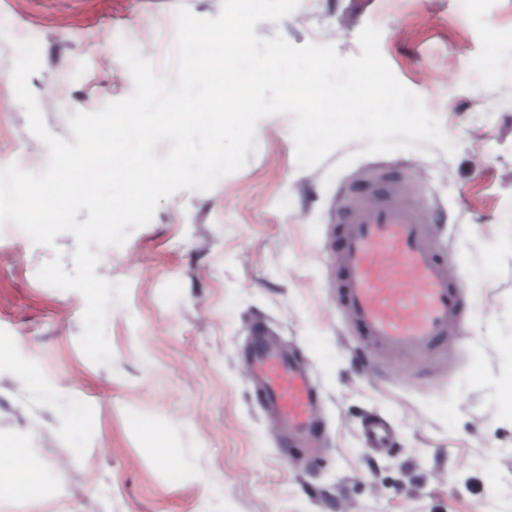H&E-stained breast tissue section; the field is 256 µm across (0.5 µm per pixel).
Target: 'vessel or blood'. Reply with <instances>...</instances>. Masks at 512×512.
Wrapping results in <instances>:
<instances>
[{
	"instance_id": "obj_1",
	"label": "vessel or blood",
	"mask_w": 512,
	"mask_h": 512,
	"mask_svg": "<svg viewBox=\"0 0 512 512\" xmlns=\"http://www.w3.org/2000/svg\"><path fill=\"white\" fill-rule=\"evenodd\" d=\"M336 215V298L354 335L392 360L447 349L459 328L464 283L433 244V213L411 201L402 170L386 167L348 190ZM250 380L281 443H313L319 401L307 367L256 337Z\"/></svg>"
}]
</instances>
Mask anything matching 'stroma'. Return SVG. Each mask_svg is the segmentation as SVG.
Instances as JSON below:
<instances>
[{"label": "stroma", "instance_id": "1", "mask_svg": "<svg viewBox=\"0 0 512 512\" xmlns=\"http://www.w3.org/2000/svg\"><path fill=\"white\" fill-rule=\"evenodd\" d=\"M182 5L215 17L221 0H0V166L39 172L48 158L14 94L18 35L40 45L29 84L70 142L68 116L133 93L120 42L171 75ZM368 24L454 153L369 155L360 140L302 169L292 115L262 119L241 170L160 200L102 250L97 275L128 285L107 316L112 364L80 347L84 297L38 277L59 250L73 271L74 236L48 247L0 229V447L21 449L40 481L34 496L0 484V512H512V412L498 394L512 379V0H300L255 32L350 57ZM384 166L404 170L419 208L445 213L435 243L468 290L447 352L370 366L336 302L331 243L348 187ZM257 323L314 376L331 446L316 460L275 447L241 358ZM373 417L395 428L391 447L365 442Z\"/></svg>", "mask_w": 512, "mask_h": 512}]
</instances>
